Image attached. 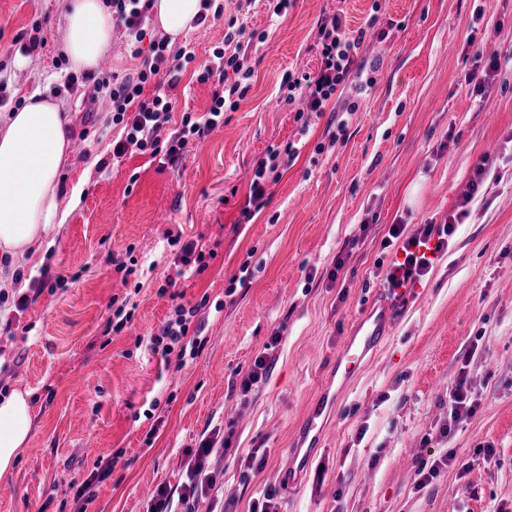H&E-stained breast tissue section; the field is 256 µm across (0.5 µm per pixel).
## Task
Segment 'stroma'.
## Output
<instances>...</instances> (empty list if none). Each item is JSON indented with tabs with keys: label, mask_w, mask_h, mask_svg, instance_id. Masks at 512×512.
<instances>
[{
	"label": "stroma",
	"mask_w": 512,
	"mask_h": 512,
	"mask_svg": "<svg viewBox=\"0 0 512 512\" xmlns=\"http://www.w3.org/2000/svg\"><path fill=\"white\" fill-rule=\"evenodd\" d=\"M220 2L219 20L180 40L197 62L229 21L269 38L249 45L251 88L225 111L221 134L191 143L177 167L134 147L113 159L122 130L103 104L90 114L80 97L60 102L84 150L59 185L66 195L81 186L80 201L25 259L0 249V307L20 292L31 298L0 331V395L30 392L33 420L0 476V512H78L76 486L112 457L84 508L146 512L158 487L179 494L206 436L229 447L205 460L219 481L198 512H248L269 491L279 512H512V0H290L279 17L267 0ZM67 3L0 0V66L13 97L50 96ZM339 13L352 29L378 16L359 51L362 64L379 63L376 82L362 93L348 81L327 112L297 121L282 77L316 71L317 26ZM38 19L44 44L24 55L14 38ZM477 53L500 64L483 100L468 82ZM296 140L299 157L243 219L257 161ZM487 156L498 175L473 191ZM464 203L447 252L390 301L383 278L396 252L381 247L390 224L410 235ZM178 237L206 251L189 278L178 273ZM124 302L132 320L105 335ZM197 302L199 354L150 350L175 307ZM371 305L387 307L389 333L337 385L322 447L284 483L285 451ZM267 351V377L241 394ZM461 374L477 409L453 422L448 390ZM429 458L441 467L422 484L416 471Z\"/></svg>",
	"instance_id": "obj_1"
}]
</instances>
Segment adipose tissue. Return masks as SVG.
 I'll return each mask as SVG.
<instances>
[{
	"instance_id": "obj_1",
	"label": "adipose tissue",
	"mask_w": 512,
	"mask_h": 512,
	"mask_svg": "<svg viewBox=\"0 0 512 512\" xmlns=\"http://www.w3.org/2000/svg\"><path fill=\"white\" fill-rule=\"evenodd\" d=\"M201 0H154L155 24L170 42L192 30ZM61 40L72 65L96 67L112 46V14L102 0H70ZM71 140L60 106L37 98L0 123V248L26 256L32 245L69 214L59 173ZM32 430L30 395L0 399V475L15 464Z\"/></svg>"
}]
</instances>
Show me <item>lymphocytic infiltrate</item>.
Returning a JSON list of instances; mask_svg holds the SVG:
<instances>
[{
  "instance_id": "lymphocytic-infiltrate-1",
  "label": "lymphocytic infiltrate",
  "mask_w": 512,
  "mask_h": 512,
  "mask_svg": "<svg viewBox=\"0 0 512 512\" xmlns=\"http://www.w3.org/2000/svg\"><path fill=\"white\" fill-rule=\"evenodd\" d=\"M111 8L113 16L124 25L133 56L142 60L134 74L106 81L95 72L85 70L79 73L67 72L61 77L60 86L69 94H76L79 86L91 84L90 103L108 101L112 108L113 125L122 126L124 135L112 144L113 157L125 155L129 146H136L150 153L160 164L177 165L183 158L191 141L204 138L224 122V108L227 97H244L252 76L251 67L245 66L246 51L242 42L243 30L226 31L221 46L215 47L210 59L198 69L197 82L207 83L234 73L235 81L228 86L214 88L211 104L200 117L183 113L181 119H174L177 102L169 94L175 88L187 66L194 63L193 49L180 47L171 49L168 38L147 40L144 23L152 9L153 0H104ZM365 28L348 29L343 17L320 23L315 37V47L320 57L316 74L304 72L286 73L282 82L290 95L301 98L308 111L324 112L326 105L339 87L347 83L355 71V58L361 48ZM162 74L166 83L157 84L152 96H145L144 87L152 76ZM299 156L294 144H286L284 149L268 152L266 159L258 161L249 185L248 205L243 208L244 219H251L254 210L262 208L267 200L266 184L272 173L291 165ZM461 213H452L447 223L425 224L411 236H404L403 227L390 225L383 247L399 246L402 256L388 267L384 284L387 288L405 287L419 281L431 269L434 254L448 248V239L460 223ZM200 305L178 306L175 316L165 321L149 338L152 351L162 355L172 353L176 344L189 341L191 354H198L203 341L189 336V325L200 312ZM214 441L202 439L196 450L198 461L187 474V480L178 497H171L166 488H158L148 508V512H172L173 501H180L184 512H196L203 496L217 485L215 474L207 472L204 459L213 451Z\"/></svg>"
}]
</instances>
